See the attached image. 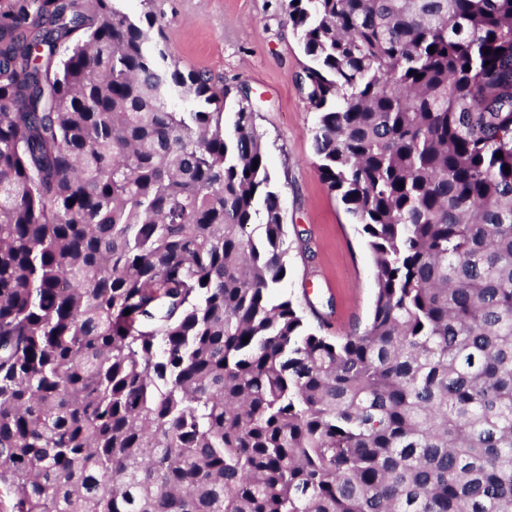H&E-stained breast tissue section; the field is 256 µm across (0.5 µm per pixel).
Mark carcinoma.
<instances>
[{
	"label": "carcinoma",
	"instance_id": "cac0c4a2",
	"mask_svg": "<svg viewBox=\"0 0 512 512\" xmlns=\"http://www.w3.org/2000/svg\"><path fill=\"white\" fill-rule=\"evenodd\" d=\"M287 13L375 267L338 336L244 87L118 0L0 5V512H512V0Z\"/></svg>",
	"mask_w": 512,
	"mask_h": 512
}]
</instances>
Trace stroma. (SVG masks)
<instances>
[{"label":"stroma","mask_w":512,"mask_h":512,"mask_svg":"<svg viewBox=\"0 0 512 512\" xmlns=\"http://www.w3.org/2000/svg\"><path fill=\"white\" fill-rule=\"evenodd\" d=\"M286 4L121 0L132 16L155 14L182 70L207 72L221 87L249 88L291 246L283 292L301 306L309 326L333 336L366 322L376 291L374 264L359 225L318 172L317 113L299 86L307 59Z\"/></svg>","instance_id":"stroma-1"}]
</instances>
